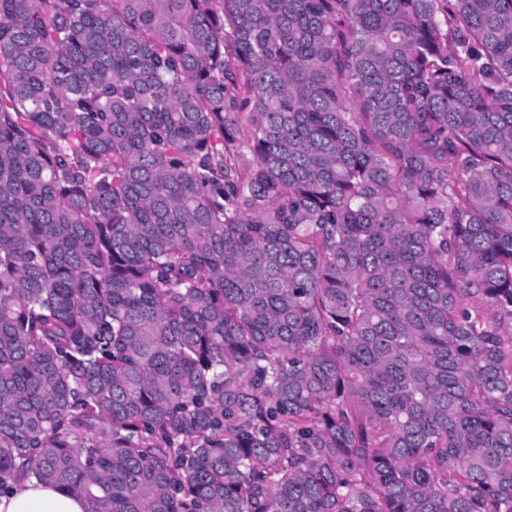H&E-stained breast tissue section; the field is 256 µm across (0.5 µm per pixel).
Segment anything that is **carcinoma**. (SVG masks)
Listing matches in <instances>:
<instances>
[{
	"mask_svg": "<svg viewBox=\"0 0 512 512\" xmlns=\"http://www.w3.org/2000/svg\"><path fill=\"white\" fill-rule=\"evenodd\" d=\"M31 477L512 512V0H0V494Z\"/></svg>",
	"mask_w": 512,
	"mask_h": 512,
	"instance_id": "carcinoma-1",
	"label": "carcinoma"
}]
</instances>
